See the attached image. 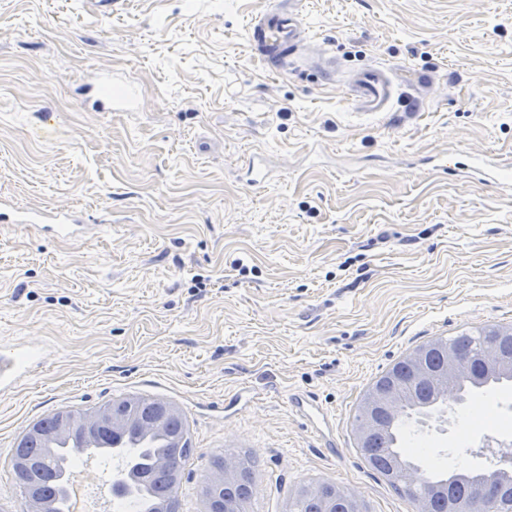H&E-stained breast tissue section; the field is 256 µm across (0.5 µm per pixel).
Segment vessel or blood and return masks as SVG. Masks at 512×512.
Instances as JSON below:
<instances>
[{
    "mask_svg": "<svg viewBox=\"0 0 512 512\" xmlns=\"http://www.w3.org/2000/svg\"><path fill=\"white\" fill-rule=\"evenodd\" d=\"M246 40L266 68L285 73L301 59L306 29L298 0H268L264 10L249 24ZM346 95L358 111L374 115L387 111L399 97L389 71L361 66L347 71ZM86 95L100 112H134L140 107V90L129 73L107 68L88 85ZM0 223L20 224L42 239H78L84 216L81 211L53 206L41 210L21 208L0 199ZM36 350L13 346L0 349V391L14 388L37 366ZM288 405L302 426L324 436L331 418L319 400L303 392L291 393Z\"/></svg>",
    "mask_w": 512,
    "mask_h": 512,
    "instance_id": "b4317fda",
    "label": "vessel or blood"
}]
</instances>
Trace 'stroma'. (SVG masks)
I'll list each match as a JSON object with an SVG mask.
<instances>
[{
    "mask_svg": "<svg viewBox=\"0 0 512 512\" xmlns=\"http://www.w3.org/2000/svg\"><path fill=\"white\" fill-rule=\"evenodd\" d=\"M266 0H0V193L74 206L88 229L45 241L0 224V347L40 364L0 394V512H23L16 438L41 417L132 394L184 412L195 453L181 512H206L214 453L249 456L247 512H284L304 481L368 512H415L362 458L363 391L427 340L512 323V191L466 169L512 163V0H301L311 47L346 66L434 70L395 111L363 117L340 86L268 72L245 43ZM127 71L138 112H91L83 85ZM268 157L274 183L242 167ZM454 156L438 169L433 160ZM300 390L335 415L328 456L288 409ZM512 382L469 389L412 421L423 462L481 428L472 468L501 466L485 427Z\"/></svg>",
    "mask_w": 512,
    "mask_h": 512,
    "instance_id": "stroma-1",
    "label": "stroma"
}]
</instances>
